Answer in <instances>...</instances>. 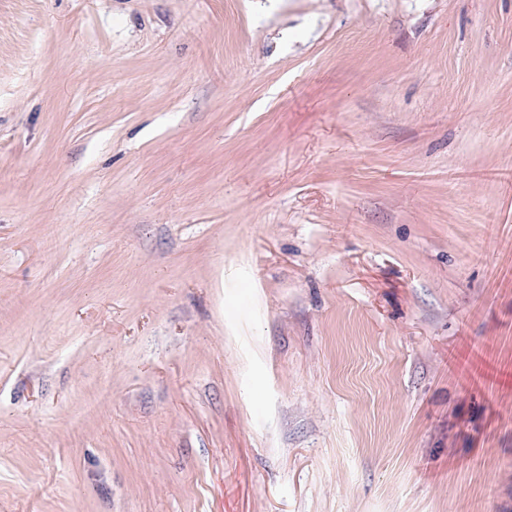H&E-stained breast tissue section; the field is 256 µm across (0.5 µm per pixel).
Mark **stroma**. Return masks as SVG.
<instances>
[{"label": "stroma", "mask_w": 512, "mask_h": 512, "mask_svg": "<svg viewBox=\"0 0 512 512\" xmlns=\"http://www.w3.org/2000/svg\"><path fill=\"white\" fill-rule=\"evenodd\" d=\"M0 512H512V0H0Z\"/></svg>", "instance_id": "35a3bbf8"}]
</instances>
